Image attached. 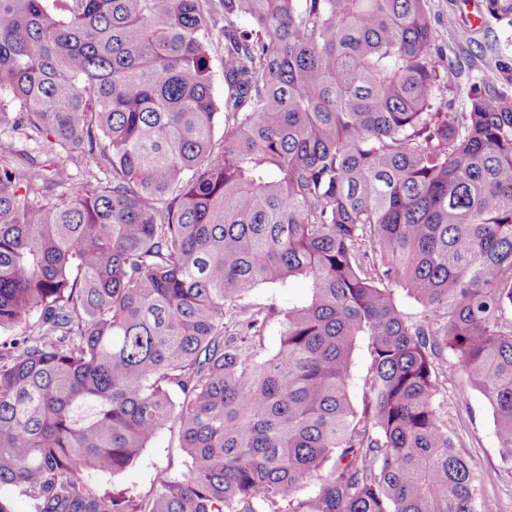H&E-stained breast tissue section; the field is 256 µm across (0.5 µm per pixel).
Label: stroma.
Instances as JSON below:
<instances>
[{
	"instance_id": "1",
	"label": "stroma",
	"mask_w": 512,
	"mask_h": 512,
	"mask_svg": "<svg viewBox=\"0 0 512 512\" xmlns=\"http://www.w3.org/2000/svg\"><path fill=\"white\" fill-rule=\"evenodd\" d=\"M427 10L439 60L455 70L452 82L434 88L437 101L448 104L453 111H464L471 86L490 71L497 75L500 87L512 94V15L492 12L489 0H427ZM306 294L305 283L293 278L283 285L259 286L248 298L285 312L301 304ZM437 401L460 451L474 467L483 494L494 500L496 512H512V467L501 459L492 410L485 396L473 389L466 400H459L458 381L448 373L440 379ZM185 470L186 458L177 434L165 428L136 465L118 476L100 477L99 484L127 491L146 502L154 497L161 473Z\"/></svg>"
}]
</instances>
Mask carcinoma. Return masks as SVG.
<instances>
[{"label": "carcinoma", "mask_w": 512, "mask_h": 512, "mask_svg": "<svg viewBox=\"0 0 512 512\" xmlns=\"http://www.w3.org/2000/svg\"><path fill=\"white\" fill-rule=\"evenodd\" d=\"M56 2L0 0V126L51 154L0 159V512H485L436 397L448 364L512 465V96L442 110L426 0ZM291 278L265 357L245 297ZM168 425L187 471L101 490ZM67 166L70 168L74 178L77 181H91L96 184V180L91 175H95L97 181H105L103 173L95 168L94 163L89 159L84 158H67ZM371 367L370 345L367 337H360L356 341L348 393L353 407L360 411L366 400L364 379Z\"/></svg>", "instance_id": "cac0c4a2"}]
</instances>
